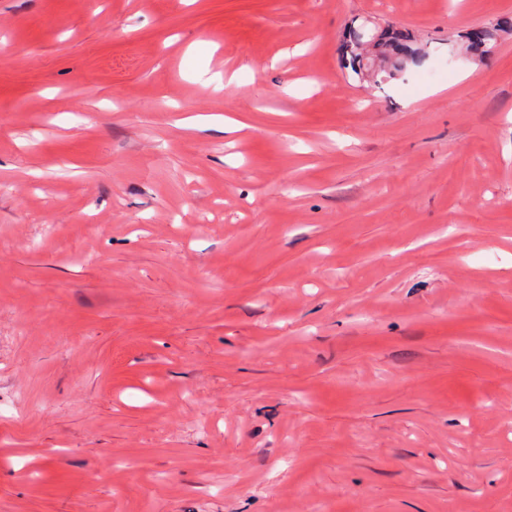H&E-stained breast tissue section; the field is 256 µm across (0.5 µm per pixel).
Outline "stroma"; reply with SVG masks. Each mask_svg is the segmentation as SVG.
I'll use <instances>...</instances> for the list:
<instances>
[{"label":"stroma","mask_w":512,"mask_h":512,"mask_svg":"<svg viewBox=\"0 0 512 512\" xmlns=\"http://www.w3.org/2000/svg\"><path fill=\"white\" fill-rule=\"evenodd\" d=\"M504 18L0 0V512H512ZM377 42L375 43L376 52L390 65V70L382 71L378 78L398 79L403 77L408 71H402L401 68L405 62V57L421 51L409 45L410 37L401 31L388 29L381 30L377 28Z\"/></svg>","instance_id":"1"}]
</instances>
